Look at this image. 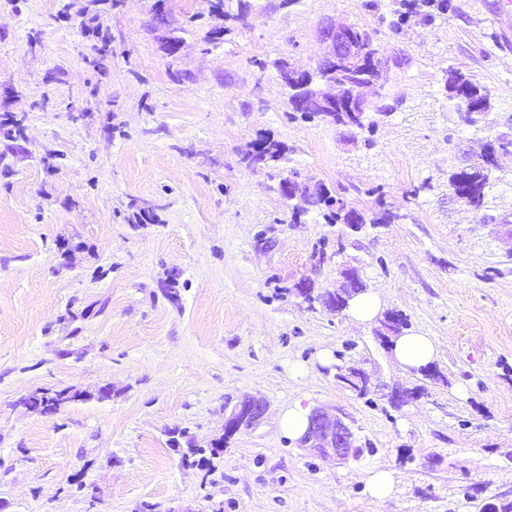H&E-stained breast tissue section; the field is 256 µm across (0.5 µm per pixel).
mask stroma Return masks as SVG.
Listing matches in <instances>:
<instances>
[{"instance_id": "35a3bbf8", "label": "stroma", "mask_w": 512, "mask_h": 512, "mask_svg": "<svg viewBox=\"0 0 512 512\" xmlns=\"http://www.w3.org/2000/svg\"><path fill=\"white\" fill-rule=\"evenodd\" d=\"M0 0V512H482L512 502V239L452 200L465 149L512 136V0H453L399 33V0ZM375 33L367 129L290 116L275 59L315 69L320 28ZM179 40L172 50L171 40ZM486 87L472 124L448 70ZM268 137L310 186L404 221L291 220ZM358 267L384 310L439 345L404 370L378 322L312 309ZM363 368L344 388L318 352ZM304 365V374L291 371ZM73 388L51 416L22 399ZM112 396L99 399L100 388ZM418 390L396 408L393 391ZM269 405L211 464L227 403ZM346 413L362 448L321 459L285 405ZM394 471L374 499L373 468ZM285 153L286 149L280 142L265 138L257 140L249 147L242 159L251 164L256 154H262L266 158V167L277 170L284 160ZM368 194L370 196H373L375 194H378L376 204L378 205L379 209L377 212L373 213L371 217L366 216L365 214H361L362 216V226L364 224H391L394 221L404 220L405 215L399 214L397 212H393L390 209L385 208V201L384 198L381 197L382 194L378 191V189H369ZM367 483L371 495L382 500L392 493L395 486V476L390 470H369L367 472Z\"/></svg>"}]
</instances>
